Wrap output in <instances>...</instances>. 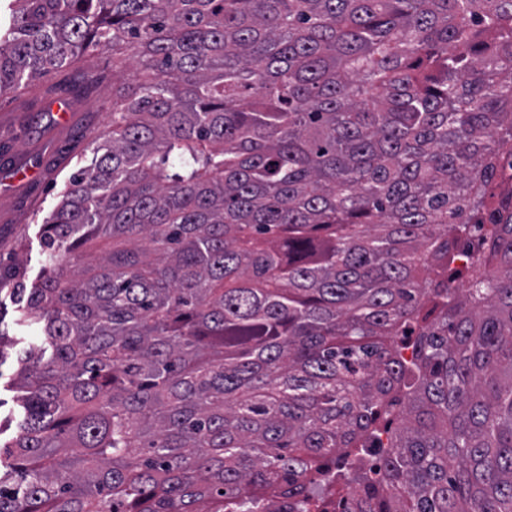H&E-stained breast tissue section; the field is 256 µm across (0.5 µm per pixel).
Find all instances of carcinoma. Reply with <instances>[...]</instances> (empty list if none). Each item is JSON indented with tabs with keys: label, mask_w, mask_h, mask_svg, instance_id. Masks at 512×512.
<instances>
[{
	"label": "carcinoma",
	"mask_w": 512,
	"mask_h": 512,
	"mask_svg": "<svg viewBox=\"0 0 512 512\" xmlns=\"http://www.w3.org/2000/svg\"><path fill=\"white\" fill-rule=\"evenodd\" d=\"M1 7L0 95L110 49L112 121L0 266L47 343L0 512H300L353 455L342 512H512V0Z\"/></svg>",
	"instance_id": "obj_1"
}]
</instances>
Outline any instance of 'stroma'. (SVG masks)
I'll list each match as a JSON object with an SVG mask.
<instances>
[{"mask_svg":"<svg viewBox=\"0 0 512 512\" xmlns=\"http://www.w3.org/2000/svg\"><path fill=\"white\" fill-rule=\"evenodd\" d=\"M95 70L102 78L87 97L71 92L77 72ZM112 110V55H87L73 66L52 71L26 92L0 97V264L20 268L35 279L43 264L41 228L58 203L71 172L86 165L95 137ZM15 299L0 293V420L11 439L24 409L12 383L31 346L42 345L38 325L15 321Z\"/></svg>","mask_w":512,"mask_h":512,"instance_id":"35a3bbf8","label":"stroma"}]
</instances>
